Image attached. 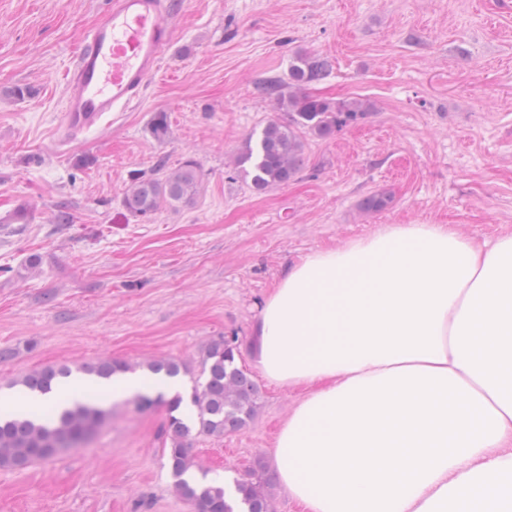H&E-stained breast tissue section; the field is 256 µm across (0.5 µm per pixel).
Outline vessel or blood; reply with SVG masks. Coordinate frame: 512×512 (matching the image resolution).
<instances>
[{
    "instance_id": "b4317fda",
    "label": "vessel or blood",
    "mask_w": 512,
    "mask_h": 512,
    "mask_svg": "<svg viewBox=\"0 0 512 512\" xmlns=\"http://www.w3.org/2000/svg\"><path fill=\"white\" fill-rule=\"evenodd\" d=\"M173 0H109L66 73L61 142L99 128L122 112L161 69L175 32Z\"/></svg>"
}]
</instances>
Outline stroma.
<instances>
[{
    "mask_svg": "<svg viewBox=\"0 0 512 512\" xmlns=\"http://www.w3.org/2000/svg\"><path fill=\"white\" fill-rule=\"evenodd\" d=\"M109 0H0V400L48 365L173 358L190 372L209 339L237 333L260 389L254 419L199 465L226 479L271 462L306 387L268 380L251 355L254 318L288 267L384 224H444L484 241L512 231V0H178L162 69L128 111L59 143L62 76ZM328 57L313 94L359 98L368 117L306 137L297 179L262 193L237 167L281 107L255 86L287 78L296 52ZM31 97L11 96L13 87ZM165 115L168 133L151 128ZM195 160L194 203L148 219L123 199L157 161ZM388 197L367 213L364 198ZM68 210L71 223L55 220ZM88 442L24 469L0 468V512H193L172 490L164 406L111 403Z\"/></svg>",
    "mask_w": 512,
    "mask_h": 512,
    "instance_id": "1",
    "label": "stroma"
}]
</instances>
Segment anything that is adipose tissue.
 I'll list each match as a JSON object with an SVG mask.
<instances>
[{"instance_id": "obj_1", "label": "adipose tissue", "mask_w": 512, "mask_h": 512, "mask_svg": "<svg viewBox=\"0 0 512 512\" xmlns=\"http://www.w3.org/2000/svg\"><path fill=\"white\" fill-rule=\"evenodd\" d=\"M254 361L308 392L273 460L303 512H512V233L387 224L288 268ZM174 395L164 377L99 385Z\"/></svg>"}]
</instances>
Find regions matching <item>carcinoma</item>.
Listing matches in <instances>:
<instances>
[{
	"mask_svg": "<svg viewBox=\"0 0 512 512\" xmlns=\"http://www.w3.org/2000/svg\"><path fill=\"white\" fill-rule=\"evenodd\" d=\"M330 61L321 56L298 54L290 66L288 82L269 78L256 85L268 98L286 109L285 117L268 122L257 144L246 140L239 162L252 165L251 187L264 192L295 180L304 163L303 146L307 135L330 137L355 124L371 112L370 106L348 99L336 101L308 91L330 71ZM201 183L198 164L187 160L161 178L142 176L134 180L124 198L127 210L149 218L165 205L189 203ZM240 338L219 336L203 350L200 375L205 382L194 381L189 400L181 394L169 399L138 396L143 407L162 404L166 408V440L163 448L176 494L190 504L194 512H273L272 493L278 475L258 460L247 477L233 480V493L207 473L195 478L198 464L192 453V434L222 438L240 430L254 417L259 391L249 374L237 364ZM144 369L153 375L175 378L185 370L176 359L150 360L132 365L104 359L83 371L99 379ZM66 367L46 366L21 376L14 384L31 393L52 392L59 380L70 375ZM106 417V410L94 400H73L56 414L48 409L41 417L12 413L0 416V468L22 469L35 461L49 460L65 448L86 442Z\"/></svg>",
	"mask_w": 512,
	"mask_h": 512,
	"instance_id": "cac0c4a2",
	"label": "carcinoma"
}]
</instances>
